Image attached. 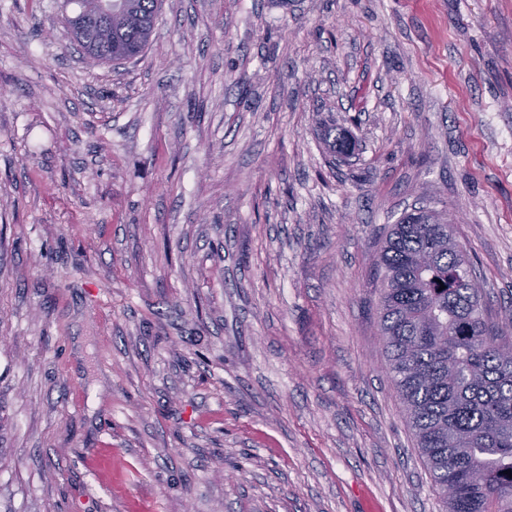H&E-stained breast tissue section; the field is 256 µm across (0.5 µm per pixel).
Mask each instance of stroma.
<instances>
[{
  "label": "stroma",
  "instance_id": "35a3bbf8",
  "mask_svg": "<svg viewBox=\"0 0 512 512\" xmlns=\"http://www.w3.org/2000/svg\"><path fill=\"white\" fill-rule=\"evenodd\" d=\"M76 10L0 0V512H443L375 262L432 202L512 306V0ZM99 0H73L79 12L64 20V31L77 41L88 57L96 55L112 62L138 57L151 43V37L158 17L159 0H118L112 9V1H101L104 12H112V38L101 37L99 24L91 17L98 9ZM114 12V13H113ZM134 57V58H135ZM322 140L327 146L328 151L333 154H347L351 147L347 134L342 129H336V126L324 129Z\"/></svg>",
  "mask_w": 512,
  "mask_h": 512
}]
</instances>
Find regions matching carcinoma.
I'll return each instance as SVG.
<instances>
[{
  "label": "carcinoma",
  "mask_w": 512,
  "mask_h": 512,
  "mask_svg": "<svg viewBox=\"0 0 512 512\" xmlns=\"http://www.w3.org/2000/svg\"><path fill=\"white\" fill-rule=\"evenodd\" d=\"M73 2L64 31L88 56L120 62L150 45L160 0H120L108 40L98 0ZM322 140L333 154L351 147L334 127ZM375 276L388 374L446 512H512V308L486 307L457 226L428 206L390 225Z\"/></svg>",
  "instance_id": "1"
}]
</instances>
